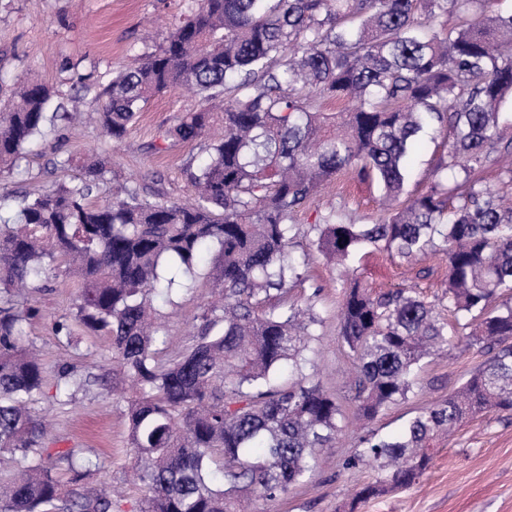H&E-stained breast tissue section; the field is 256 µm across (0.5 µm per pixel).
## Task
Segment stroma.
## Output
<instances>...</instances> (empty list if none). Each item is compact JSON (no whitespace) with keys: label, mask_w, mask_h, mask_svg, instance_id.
Masks as SVG:
<instances>
[{"label":"stroma","mask_w":512,"mask_h":512,"mask_svg":"<svg viewBox=\"0 0 512 512\" xmlns=\"http://www.w3.org/2000/svg\"><path fill=\"white\" fill-rule=\"evenodd\" d=\"M188 2L0 0V99L6 98L15 81L26 78L43 81L66 96L76 86L99 91L135 58L157 48L166 31L186 18ZM197 104V98L186 89L156 95L121 144L102 133L91 112L60 122L58 130L35 142L21 174L0 183V214L9 215L19 197L39 194L58 183L77 182L82 160L90 154L109 159L108 171L93 200L111 198L113 185L127 180L168 200L188 201L191 188L187 173L203 158L202 144L183 143L160 152L151 151L150 146L161 129ZM442 155V148L427 137L413 149L406 195L429 189L432 171ZM327 206L341 209L353 224H373L383 214L376 183L359 180L349 172L339 174L293 212L291 222L300 233L299 249L307 248L305 233L317 221L320 209ZM212 260V255H205L193 270L177 277L171 297L155 299L167 335L163 358H172L191 344L197 316L210 299ZM350 264L357 268L364 284L378 291L416 288L427 300L435 301L444 288L445 265L435 258L426 261L432 273L425 279L417 278V263L383 251H359ZM344 277L343 270L332 269L316 258L307 266L306 281L295 288L298 296L317 297L321 322L314 330L308 357L323 384L340 392L349 383L351 367L337 336ZM79 288L75 278L53 274L43 288L29 295L39 313L27 320L22 344L35 347L45 369L43 392L32 401L31 411L37 417L49 416L50 447L72 448L84 456L101 458L103 468L90 471L85 482L116 488L112 512H136L141 492L128 473L134 456L128 446L124 416L133 391L112 371L109 336L90 332L75 322ZM59 320L68 321L70 336L55 333L54 324ZM486 358L485 351L474 347L425 363L415 394L383 408L368 428L349 421L334 449L320 457L312 479L292 487L280 499L258 500L257 512H347L355 491L375 476L368 467L345 466L362 432L381 436L397 433L420 407L460 387ZM65 371L81 385L61 402L55 389ZM357 512H512V412L465 420L447 444L437 448L417 484L368 500Z\"/></svg>","instance_id":"1"}]
</instances>
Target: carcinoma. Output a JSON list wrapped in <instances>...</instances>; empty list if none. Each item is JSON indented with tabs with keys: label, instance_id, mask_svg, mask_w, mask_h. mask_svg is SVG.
<instances>
[{
	"label": "carcinoma",
	"instance_id": "cac0c4a2",
	"mask_svg": "<svg viewBox=\"0 0 512 512\" xmlns=\"http://www.w3.org/2000/svg\"><path fill=\"white\" fill-rule=\"evenodd\" d=\"M485 0H198L159 48L119 72L88 104L103 133L125 139L148 101L186 88L200 99L159 134L154 151L205 144L191 172L192 203L151 198L127 184L91 196L109 161L84 165L76 183L24 197L0 223V448L35 460L0 487V512H112V499L82 485L91 464L50 448L28 409L42 392L39 359L20 345L35 313L15 298L57 270L80 282L75 319L112 341V363L137 395L128 441L139 459L140 512H249L314 475L341 423H368L408 398L421 362L477 346L490 354L444 399L420 408L398 436L369 434L345 466L380 472L357 504L412 486L437 442L464 420L512 410V208L468 179L499 152L498 107L512 95V15ZM468 17L448 26V13ZM55 90L22 80L0 105V181L19 170L47 124ZM347 100L346 112L314 109ZM452 130L429 189L375 224L334 208L309 227V246L331 265L362 247L405 260L448 262L444 292L456 326L413 288L373 293L358 279L343 291L338 338L352 357L347 394L308 372L320 323L319 290L299 302L305 274L293 256L294 210L344 171L398 197L410 146ZM467 178L448 185V171ZM456 201L448 211V201ZM217 247L214 301L197 316L194 342L163 360L150 295ZM66 466L71 488L55 470Z\"/></svg>",
	"mask_w": 512,
	"mask_h": 512
}]
</instances>
